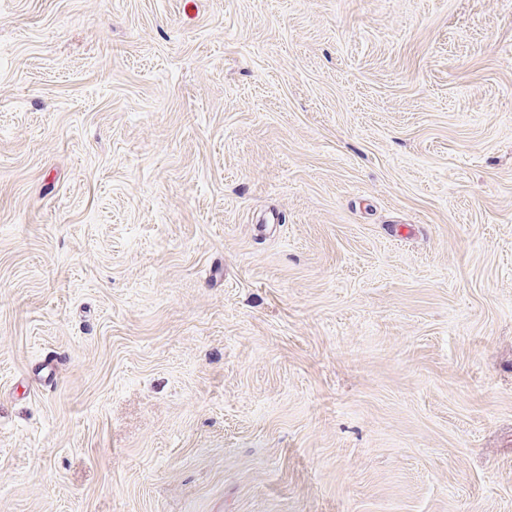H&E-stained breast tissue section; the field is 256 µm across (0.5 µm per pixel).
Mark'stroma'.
I'll return each mask as SVG.
<instances>
[{"instance_id": "35a3bbf8", "label": "stroma", "mask_w": 512, "mask_h": 512, "mask_svg": "<svg viewBox=\"0 0 512 512\" xmlns=\"http://www.w3.org/2000/svg\"><path fill=\"white\" fill-rule=\"evenodd\" d=\"M0 512H512V0H0Z\"/></svg>"}]
</instances>
